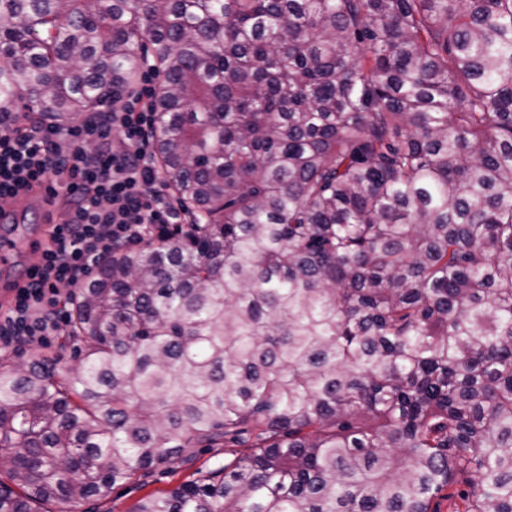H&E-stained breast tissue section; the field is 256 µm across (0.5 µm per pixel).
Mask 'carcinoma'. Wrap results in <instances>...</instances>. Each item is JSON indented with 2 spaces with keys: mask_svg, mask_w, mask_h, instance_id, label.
Masks as SVG:
<instances>
[{
  "mask_svg": "<svg viewBox=\"0 0 512 512\" xmlns=\"http://www.w3.org/2000/svg\"><path fill=\"white\" fill-rule=\"evenodd\" d=\"M145 57L193 220L0 361V512L222 444L131 512H512V0H0V120Z\"/></svg>",
  "mask_w": 512,
  "mask_h": 512,
  "instance_id": "obj_1",
  "label": "carcinoma"
}]
</instances>
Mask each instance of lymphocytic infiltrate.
<instances>
[{
	"label": "lymphocytic infiltrate",
	"instance_id": "f902f5d3",
	"mask_svg": "<svg viewBox=\"0 0 512 512\" xmlns=\"http://www.w3.org/2000/svg\"><path fill=\"white\" fill-rule=\"evenodd\" d=\"M139 80L140 90L119 94L110 111L77 126L32 131L16 121L0 123V199L40 183L67 205L64 221L0 309V345L58 335L69 323L63 288L83 283L112 253L184 223L154 162L152 75ZM115 130L116 152L107 145Z\"/></svg>",
	"mask_w": 512,
	"mask_h": 512
}]
</instances>
